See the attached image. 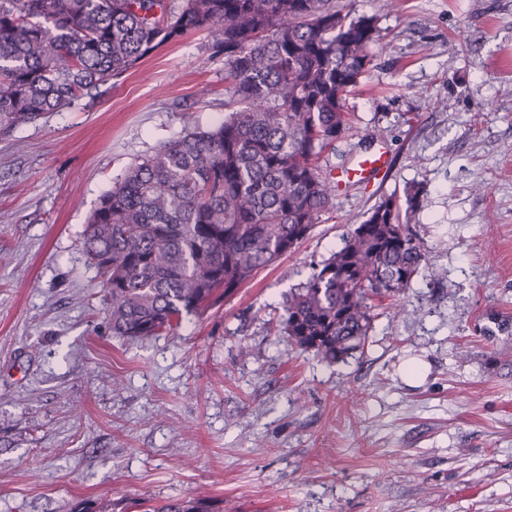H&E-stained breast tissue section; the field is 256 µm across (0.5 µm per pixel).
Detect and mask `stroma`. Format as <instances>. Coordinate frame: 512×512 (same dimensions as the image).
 Wrapping results in <instances>:
<instances>
[{
  "mask_svg": "<svg viewBox=\"0 0 512 512\" xmlns=\"http://www.w3.org/2000/svg\"><path fill=\"white\" fill-rule=\"evenodd\" d=\"M347 2L380 42L347 99L355 131L322 162L372 146L382 171L175 334L113 335L82 231L184 113L223 120L205 35L0 138V512L199 494L219 512H512V0ZM413 182L443 281L417 277L344 362L275 335L289 289Z\"/></svg>",
  "mask_w": 512,
  "mask_h": 512,
  "instance_id": "35a3bbf8",
  "label": "stroma"
}]
</instances>
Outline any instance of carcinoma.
I'll return each instance as SVG.
<instances>
[{"instance_id": "obj_1", "label": "carcinoma", "mask_w": 512, "mask_h": 512, "mask_svg": "<svg viewBox=\"0 0 512 512\" xmlns=\"http://www.w3.org/2000/svg\"><path fill=\"white\" fill-rule=\"evenodd\" d=\"M374 15L337 0H0V136L95 96L166 43L206 35L224 57V120L132 165L100 196L83 246L112 335L176 332L307 238L333 207L323 153L351 129L347 96L375 61ZM422 188L383 198L288 291L277 333L327 363L364 350L375 302L410 288L425 256ZM148 512H215L208 498Z\"/></svg>"}]
</instances>
